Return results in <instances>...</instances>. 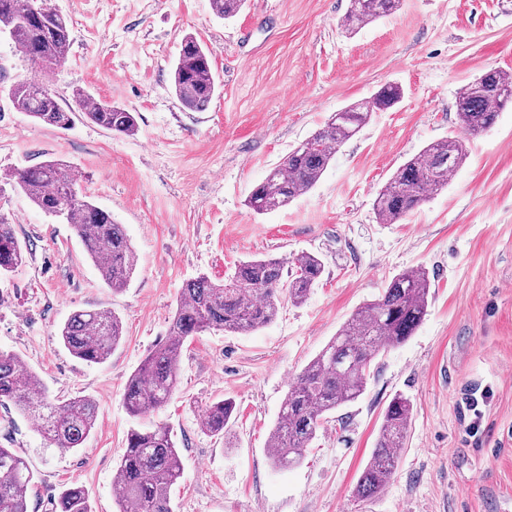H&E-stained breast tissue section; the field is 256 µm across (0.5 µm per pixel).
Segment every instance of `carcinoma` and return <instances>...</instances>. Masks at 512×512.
Segmentation results:
<instances>
[{"mask_svg": "<svg viewBox=\"0 0 512 512\" xmlns=\"http://www.w3.org/2000/svg\"><path fill=\"white\" fill-rule=\"evenodd\" d=\"M36 0H0V32L10 36L32 65L46 73L66 58L70 21L55 10L34 17ZM246 0H211L213 12L236 16ZM400 0H349L341 28L352 34L394 13ZM212 51L195 36L183 38L172 70L174 91L191 111L206 110L217 92ZM512 74L489 69L456 95L463 131L475 135L496 123L512 103ZM7 95L15 108L33 121L68 128L80 112L115 134L132 136L136 116L108 102L74 94L75 106L64 108L57 95L36 77L14 82ZM396 85L381 87L371 99L331 114L326 125L295 147L250 194L247 206L256 214L274 212L308 192L321 178L339 149L370 120L372 112L395 105ZM467 159L465 140L455 137L431 143L410 157L377 192L374 213L383 224H395L419 209L448 185V177ZM34 206L71 225L104 284L114 292L127 287L137 267L135 251L123 225L107 210L79 193L72 166L50 159L17 168L7 175ZM25 247L13 225L0 217V276L21 266ZM323 273L322 261L302 253L291 266L278 258H254L238 265L222 281L200 276L182 289L166 338L128 379L124 401L129 414L143 417L165 406L179 386V357L185 342L206 330L249 333L274 320L286 300L302 304ZM430 278L423 267L405 269L392 278L381 296L356 310L288 388L277 423L269 435L272 459L281 467L300 461L328 416L355 402L365 391L376 358L414 335L427 314ZM122 336L120 320L110 310L85 309L71 314L60 339L76 359L100 364ZM15 406L37 419L47 445L69 450L82 447L95 429L98 404L89 397L52 400L39 377L22 369L18 357L0 351V406ZM235 405L229 399L208 405L200 429L226 436ZM413 406L395 395L382 414L379 436L356 485L359 497L381 491L395 473L404 447ZM118 512H173V487L182 476V462L172 432L132 428L115 470ZM33 473L25 460L0 447V512H27ZM54 512H92L88 491L77 484L59 492Z\"/></svg>", "mask_w": 512, "mask_h": 512, "instance_id": "cac0c4a2", "label": "carcinoma"}]
</instances>
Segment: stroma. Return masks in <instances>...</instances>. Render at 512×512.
I'll return each instance as SVG.
<instances>
[{
  "mask_svg": "<svg viewBox=\"0 0 512 512\" xmlns=\"http://www.w3.org/2000/svg\"><path fill=\"white\" fill-rule=\"evenodd\" d=\"M71 20L64 63L44 80L61 105L75 91L133 112L123 136L76 116L36 123L0 95V175L61 159L78 189L123 224L137 255L128 286L101 281L69 225L22 192L0 190V216L29 251L0 278V350L17 355L51 398L97 401L82 448L48 447L32 417L0 407V446L35 475L28 512L76 482L92 512H117L115 467L130 428L173 430L183 474L174 512H512V107L467 137L447 187L395 224L380 223L377 191L429 143L460 134L458 90L489 68L512 71V0H401L354 35L349 0H247L233 19L210 0H45ZM213 51L218 93L185 109L172 64L185 35ZM395 84L403 96L373 113L318 183L287 208L253 213L246 200L332 112ZM310 252L324 272L305 303L240 335L206 331L184 346L180 386L134 418L124 388L164 341L186 283L220 280L252 257ZM430 274L428 312L403 344L375 360L364 394L333 412L293 466L268 448L289 384L361 306L402 270ZM79 309H107L123 336L99 365L77 360L58 329ZM413 405L396 472L374 498L354 489L395 394ZM232 399L226 439L200 430L209 404ZM482 413L471 431L470 404Z\"/></svg>",
  "mask_w": 512,
  "mask_h": 512,
  "instance_id": "stroma-1",
  "label": "stroma"
}]
</instances>
